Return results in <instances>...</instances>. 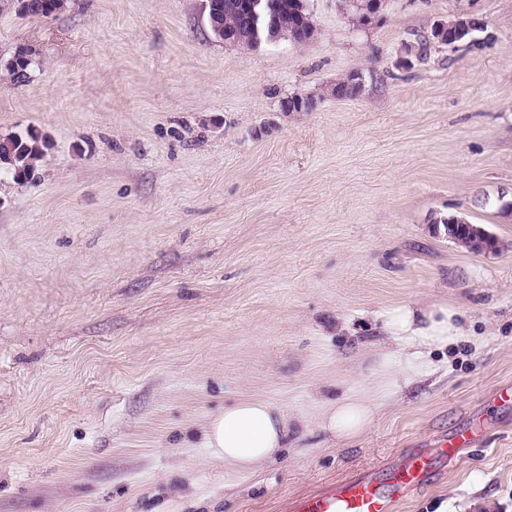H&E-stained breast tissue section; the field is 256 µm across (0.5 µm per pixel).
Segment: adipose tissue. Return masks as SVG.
Here are the masks:
<instances>
[{
	"label": "adipose tissue",
	"instance_id": "ef3b65f1",
	"mask_svg": "<svg viewBox=\"0 0 512 512\" xmlns=\"http://www.w3.org/2000/svg\"><path fill=\"white\" fill-rule=\"evenodd\" d=\"M386 331L395 347L380 361L385 372L402 361L415 370L424 369L427 349L445 345L461 333L453 311L422 305L398 309L387 321ZM391 400L388 384L381 383L371 395L351 393L330 402L319 411L317 421L335 440L346 442L364 433L376 412ZM299 424V419L265 399H240L208 419L202 429V445L223 461L225 468L252 472L287 447Z\"/></svg>",
	"mask_w": 512,
	"mask_h": 512
}]
</instances>
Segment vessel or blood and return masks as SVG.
Returning <instances> with one entry per match:
<instances>
[{
	"mask_svg": "<svg viewBox=\"0 0 512 512\" xmlns=\"http://www.w3.org/2000/svg\"><path fill=\"white\" fill-rule=\"evenodd\" d=\"M474 436L461 432L440 445L443 460H452L469 448ZM433 460L423 450L406 452L402 462L385 479L354 477L329 490L296 501L295 512H393L404 494L423 488L433 478Z\"/></svg>",
	"mask_w": 512,
	"mask_h": 512,
	"instance_id": "1",
	"label": "vessel or blood"
}]
</instances>
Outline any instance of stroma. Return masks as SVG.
<instances>
[{
    "instance_id": "obj_1",
    "label": "stroma",
    "mask_w": 512,
    "mask_h": 512,
    "mask_svg": "<svg viewBox=\"0 0 512 512\" xmlns=\"http://www.w3.org/2000/svg\"><path fill=\"white\" fill-rule=\"evenodd\" d=\"M204 0L0 7V135L37 130L34 179L0 182V512H292L383 477L412 448L477 431L396 512H512V0H386L316 32L217 41ZM485 29L421 55L440 21ZM30 80L10 82L17 49ZM355 100L327 89L353 71ZM324 93L314 112L283 98ZM464 214L500 242L434 231ZM444 306L465 336L359 439L314 416L370 376L384 316ZM260 397L307 418L254 473L200 445L207 418ZM64 2V0H29L18 8V13L26 17L46 16L60 11L64 7Z\"/></svg>"
}]
</instances>
